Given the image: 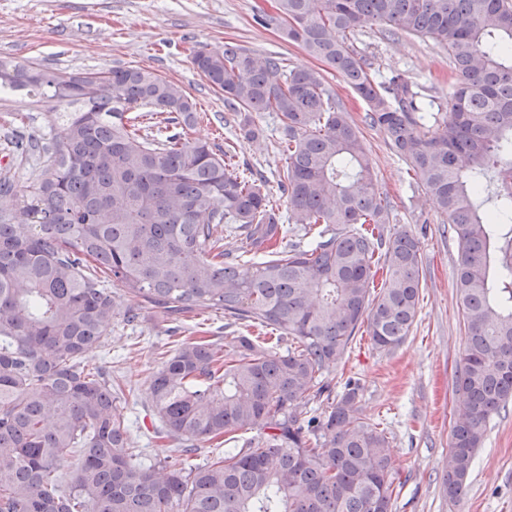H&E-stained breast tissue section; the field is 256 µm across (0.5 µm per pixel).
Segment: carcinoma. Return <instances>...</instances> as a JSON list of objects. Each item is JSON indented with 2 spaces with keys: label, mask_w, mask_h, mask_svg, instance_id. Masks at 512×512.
I'll return each instance as SVG.
<instances>
[{
  "label": "carcinoma",
  "mask_w": 512,
  "mask_h": 512,
  "mask_svg": "<svg viewBox=\"0 0 512 512\" xmlns=\"http://www.w3.org/2000/svg\"><path fill=\"white\" fill-rule=\"evenodd\" d=\"M274 9L262 22L343 78L457 239L467 342L445 479L457 500L490 420L512 402V0H274ZM369 23L448 50L446 115L400 74L374 81L350 43ZM190 61L239 114L242 140L261 136L253 113L280 116L287 224L263 178L231 171L228 153L186 135L197 109L178 84L142 67L66 75L0 55V90L70 108L49 175L27 187L21 212L0 178V512H392L390 441L361 414L359 385L346 383L319 415L304 408L359 332L387 351L409 335L419 241L388 228L361 132L318 71L232 42L194 47ZM144 106L181 131L142 130L128 113ZM234 224L245 252L261 256L245 272L224 249ZM290 224L319 227L311 247H282ZM109 281L135 306L119 311ZM203 308L270 326L292 347L183 341L149 381L159 434L252 438L203 466H184L190 448L146 466L117 417L112 379L87 370L85 354L119 314L174 321ZM66 454L77 464L64 482Z\"/></svg>",
  "instance_id": "obj_1"
}]
</instances>
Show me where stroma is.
Listing matches in <instances>:
<instances>
[{
  "instance_id": "stroma-1",
  "label": "stroma",
  "mask_w": 512,
  "mask_h": 512,
  "mask_svg": "<svg viewBox=\"0 0 512 512\" xmlns=\"http://www.w3.org/2000/svg\"><path fill=\"white\" fill-rule=\"evenodd\" d=\"M259 7V0H0V54L66 74L140 66L184 86L202 115L194 137L217 150L234 148L235 171L260 173L282 211L287 200L278 185L284 165L278 151L280 119L272 112L257 114L262 137L243 141L234 112L193 69L189 50L234 42L256 54L279 55L288 67L320 71L363 134L376 187L391 202L392 226L407 227L419 239L423 267L419 310L404 343L382 351L369 336H355L341 362L324 370L322 379L337 393L348 378L359 379V405L386 432L393 472L402 484L392 512H512V404L492 419L461 499L450 501L443 487L457 370L466 343L455 290L458 246L445 215L384 134L367 125L364 105L341 78L288 42L280 29L259 26L254 20ZM353 44L374 60L377 80L399 73L425 96L447 101L448 53L432 40L391 36L368 24L358 28ZM56 134L46 103L0 100V172L10 173L17 190L43 173L44 150ZM202 336L227 350L241 336L279 354L290 345L271 329L238 324L213 310L168 323L145 310L134 323L114 318L104 346L87 354L89 363L105 366L123 389L117 413L127 420L144 464L163 463L181 445L154 437L160 419L148 397L149 380L181 340Z\"/></svg>"
}]
</instances>
